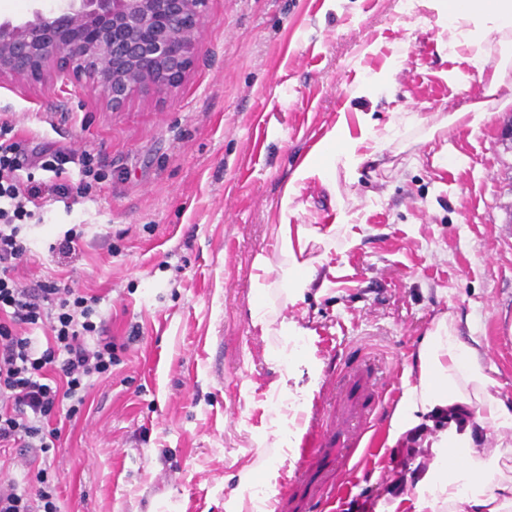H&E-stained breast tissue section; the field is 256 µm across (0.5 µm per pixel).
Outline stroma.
I'll use <instances>...</instances> for the list:
<instances>
[{"instance_id":"stroma-1","label":"stroma","mask_w":512,"mask_h":512,"mask_svg":"<svg viewBox=\"0 0 512 512\" xmlns=\"http://www.w3.org/2000/svg\"><path fill=\"white\" fill-rule=\"evenodd\" d=\"M473 54L417 0H209L173 92L106 112L88 91L0 87L18 138L89 151L107 174L31 219L30 274L92 290L110 335L132 340L44 462L61 512H226L240 472L271 462L268 512H413L428 451L382 441L435 318L458 316L512 401V104L430 141L393 136L401 113L479 100L458 81ZM367 117L381 150L283 204L312 146L339 122L360 137ZM343 213L339 276L280 311L306 351L274 360L249 316L253 257L281 219ZM71 228L76 253H49ZM283 394L309 405L301 435L274 418ZM330 429L360 438L363 460L343 465Z\"/></svg>"}]
</instances>
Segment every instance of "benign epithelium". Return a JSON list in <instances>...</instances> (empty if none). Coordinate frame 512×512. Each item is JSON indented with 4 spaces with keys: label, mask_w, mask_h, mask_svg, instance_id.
<instances>
[{
    "label": "benign epithelium",
    "mask_w": 512,
    "mask_h": 512,
    "mask_svg": "<svg viewBox=\"0 0 512 512\" xmlns=\"http://www.w3.org/2000/svg\"><path fill=\"white\" fill-rule=\"evenodd\" d=\"M0 18V84L86 89L110 112L170 92L194 66L208 0H32Z\"/></svg>",
    "instance_id": "obj_1"
}]
</instances>
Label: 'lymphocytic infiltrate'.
<instances>
[{
    "label": "lymphocytic infiltrate",
    "mask_w": 512,
    "mask_h": 512,
    "mask_svg": "<svg viewBox=\"0 0 512 512\" xmlns=\"http://www.w3.org/2000/svg\"><path fill=\"white\" fill-rule=\"evenodd\" d=\"M0 122V450L26 449L31 456L57 447L68 424L79 418L92 379H106L126 343L109 336L98 295L53 280L26 286L21 270L33 251L23 232L43 191L28 167L54 173L55 201L88 196L102 174L94 154L27 151ZM78 179L63 181L68 165ZM45 331L37 347L32 330ZM0 512H60L55 484L44 472L35 482L0 478Z\"/></svg>",
    "instance_id": "1"
}]
</instances>
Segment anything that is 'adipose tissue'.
I'll list each match as a JSON object with an SVG mask.
<instances>
[{
    "mask_svg": "<svg viewBox=\"0 0 512 512\" xmlns=\"http://www.w3.org/2000/svg\"><path fill=\"white\" fill-rule=\"evenodd\" d=\"M446 20L445 31L473 47L474 75H461L462 83L477 80L483 101L469 104L442 117L428 128L429 135L467 121L476 125L490 120L496 105L512 103V0H430ZM372 123H365L362 139H354L341 126L323 136L294 170L284 189V201L300 194L305 180L315 177L332 185L337 170L353 173L365 161L360 147L373 139ZM339 225H271L273 253H257L251 264L254 301L253 326L262 335L290 343L298 330L278 318L272 298L283 303L302 300L312 287L328 288L320 270L336 247ZM318 257H309L313 246ZM494 380L474 343L464 341L453 317L442 314L423 337L407 367L403 391L389 418L386 443L395 446L424 423L442 418L447 411L473 405V421H449L430 443L432 460L417 485L415 512H512V402L491 394ZM493 431L495 449L485 448L480 430Z\"/></svg>",
    "mask_w": 512,
    "mask_h": 512,
    "instance_id": "obj_1",
    "label": "adipose tissue"
}]
</instances>
